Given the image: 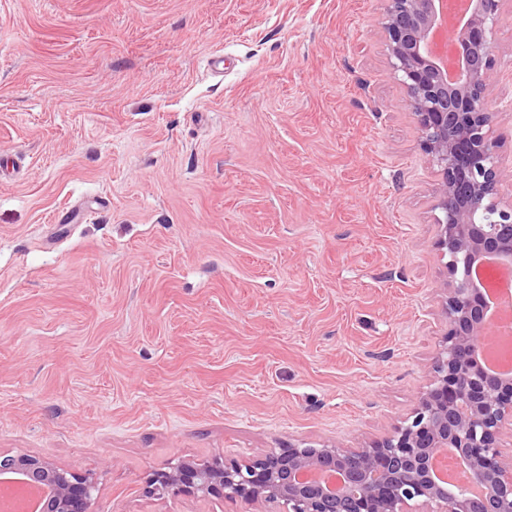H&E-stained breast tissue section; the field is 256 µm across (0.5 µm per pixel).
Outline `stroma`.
I'll use <instances>...</instances> for the list:
<instances>
[{"label":"stroma","instance_id":"35a3bbf8","mask_svg":"<svg viewBox=\"0 0 512 512\" xmlns=\"http://www.w3.org/2000/svg\"><path fill=\"white\" fill-rule=\"evenodd\" d=\"M385 9L0 0V453L92 476V512H286L147 481L411 415L448 270ZM491 61L512 169V0Z\"/></svg>","mask_w":512,"mask_h":512}]
</instances>
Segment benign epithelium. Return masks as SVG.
<instances>
[{
  "mask_svg": "<svg viewBox=\"0 0 512 512\" xmlns=\"http://www.w3.org/2000/svg\"><path fill=\"white\" fill-rule=\"evenodd\" d=\"M499 0H468L450 16L447 0H387L382 25L395 75L417 118L423 146L442 176L437 247L449 256L443 348L411 418L365 448H274L246 464L215 457L156 472L149 493L187 491L282 503L288 512H512V462L500 435L512 431V376L486 366L481 349L489 308L472 269L487 257L512 265V203L499 186L512 177L497 161L490 44ZM451 450L484 488L470 495L438 478L436 454ZM0 473L49 490L42 512H90L95 483L29 454L0 455ZM339 475L334 490L325 477Z\"/></svg>",
  "mask_w": 512,
  "mask_h": 512,
  "instance_id": "obj_1",
  "label": "benign epithelium"
}]
</instances>
